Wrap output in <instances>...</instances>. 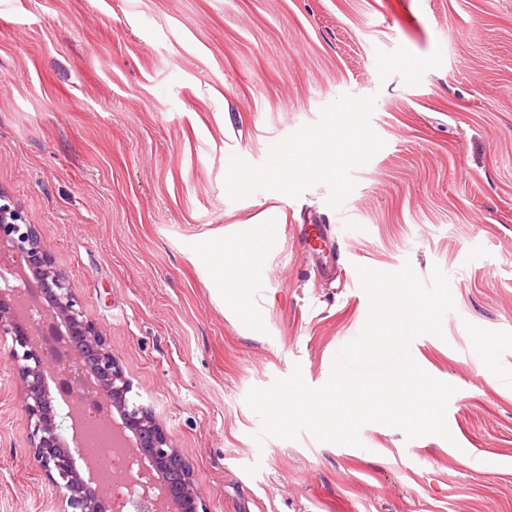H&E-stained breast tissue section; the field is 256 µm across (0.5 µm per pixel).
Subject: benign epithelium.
<instances>
[{"label": "benign epithelium", "instance_id": "7a95c632", "mask_svg": "<svg viewBox=\"0 0 512 512\" xmlns=\"http://www.w3.org/2000/svg\"><path fill=\"white\" fill-rule=\"evenodd\" d=\"M3 252L16 255L19 261L0 278L6 281L11 275L26 282L30 272L42 295L34 316L24 310L18 289H1L0 337L11 338L8 363L22 385L32 452L56 488L63 512H115L117 508L125 512H206L188 463L152 411L130 400L132 385L106 337L85 317L66 274L55 265L34 225L0 189V254ZM40 334L54 337V345L66 352L65 357L51 359V344L39 342ZM64 371L69 380L60 386L65 409L59 410L48 380ZM90 392L118 413L120 421L113 425L140 464L158 474L155 483L137 490L135 478L128 473L123 497L101 496L91 467L76 466L75 457L80 455L76 412Z\"/></svg>", "mask_w": 512, "mask_h": 512}]
</instances>
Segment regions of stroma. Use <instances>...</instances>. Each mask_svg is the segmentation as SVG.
Segmentation results:
<instances>
[{"instance_id": "35a3bbf8", "label": "stroma", "mask_w": 512, "mask_h": 512, "mask_svg": "<svg viewBox=\"0 0 512 512\" xmlns=\"http://www.w3.org/2000/svg\"><path fill=\"white\" fill-rule=\"evenodd\" d=\"M306 130L334 170L280 184ZM0 188L34 224L207 512H512V0H0ZM277 209L250 310L224 240ZM320 226L322 251L303 237ZM441 268L414 360L451 439L256 442L251 388L319 387L357 266ZM0 338V512H61Z\"/></svg>"}]
</instances>
